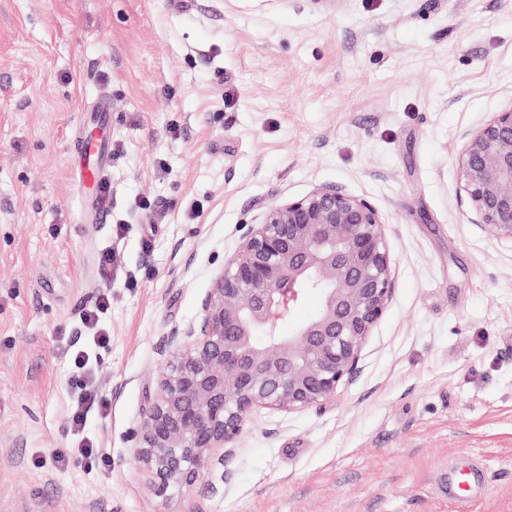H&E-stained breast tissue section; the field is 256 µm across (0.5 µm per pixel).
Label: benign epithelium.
<instances>
[{
	"label": "benign epithelium",
	"instance_id": "1",
	"mask_svg": "<svg viewBox=\"0 0 512 512\" xmlns=\"http://www.w3.org/2000/svg\"><path fill=\"white\" fill-rule=\"evenodd\" d=\"M457 165L469 222L512 244V105L464 136ZM258 209L238 226L197 321L165 336L136 446L161 498L224 464L253 409L299 412L335 396L389 308L387 223L371 202L318 184ZM311 288L319 309L283 335Z\"/></svg>",
	"mask_w": 512,
	"mask_h": 512
}]
</instances>
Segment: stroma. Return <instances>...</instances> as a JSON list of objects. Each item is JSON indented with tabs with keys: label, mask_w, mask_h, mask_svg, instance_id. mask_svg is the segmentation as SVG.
Segmentation results:
<instances>
[{
	"label": "stroma",
	"mask_w": 512,
	"mask_h": 512,
	"mask_svg": "<svg viewBox=\"0 0 512 512\" xmlns=\"http://www.w3.org/2000/svg\"><path fill=\"white\" fill-rule=\"evenodd\" d=\"M105 99L99 225L69 153ZM511 105L512 0H0V512H160L135 434L166 333L258 202L325 183L385 218L389 308L350 383L254 409L174 512H454L438 476L464 456L491 485L472 512H512V245L470 224L456 162ZM105 292L85 433L109 464L61 467ZM110 304L108 295L100 297L94 309L87 310L82 317L83 324L91 330H94L93 341L94 344L105 347L110 342V337L107 336L100 328H98L99 314L102 310L106 309Z\"/></svg>",
	"instance_id": "1"
}]
</instances>
